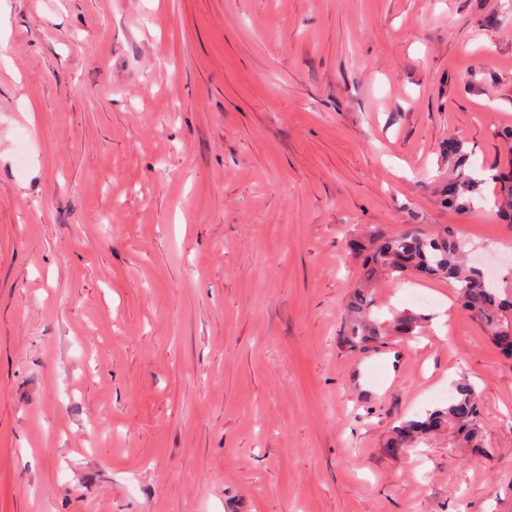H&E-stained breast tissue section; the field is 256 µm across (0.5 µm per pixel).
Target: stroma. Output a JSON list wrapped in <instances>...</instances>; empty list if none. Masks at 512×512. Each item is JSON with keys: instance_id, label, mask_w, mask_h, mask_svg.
I'll return each instance as SVG.
<instances>
[{"instance_id": "stroma-1", "label": "stroma", "mask_w": 512, "mask_h": 512, "mask_svg": "<svg viewBox=\"0 0 512 512\" xmlns=\"http://www.w3.org/2000/svg\"><path fill=\"white\" fill-rule=\"evenodd\" d=\"M511 128L512 0H0V512H512V360L456 288L381 278L424 336L342 343L350 239L512 253ZM460 383L492 457L386 452ZM500 183L499 214L512 221V165L495 175ZM478 182L459 176L457 178L448 180V205L457 208H464L466 206L465 196L468 193H473L478 189Z\"/></svg>"}]
</instances>
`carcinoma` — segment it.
Returning a JSON list of instances; mask_svg holds the SVG:
<instances>
[{
	"label": "carcinoma",
	"instance_id": "obj_1",
	"mask_svg": "<svg viewBox=\"0 0 512 512\" xmlns=\"http://www.w3.org/2000/svg\"><path fill=\"white\" fill-rule=\"evenodd\" d=\"M495 179L500 183L499 214L512 221V165L496 174ZM477 189L478 182L464 176L448 180V204L465 207L466 194ZM369 245L373 249L365 260L367 278L384 273L398 279L417 272L427 279L452 284L457 289L462 311L480 319L496 347L512 358V289L497 288L478 268L468 265L465 243L453 237L450 230L440 234H424L412 228L394 234L376 230L365 241L353 239L350 242L356 253ZM372 309L373 300L367 291L361 289L353 295L348 305L347 333L343 336L348 349L376 345L392 335L422 336L424 318L421 316L402 313L385 324L372 318ZM441 430L450 431L455 448L486 457L493 455V449L485 445L481 403L472 387L465 383L458 384L456 394L447 405L393 427L385 449L395 454Z\"/></svg>",
	"mask_w": 512,
	"mask_h": 512
}]
</instances>
